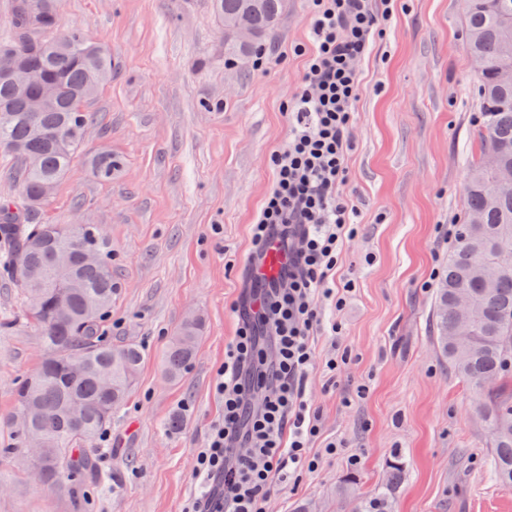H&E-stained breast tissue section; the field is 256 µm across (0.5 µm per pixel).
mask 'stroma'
Wrapping results in <instances>:
<instances>
[{"mask_svg":"<svg viewBox=\"0 0 512 512\" xmlns=\"http://www.w3.org/2000/svg\"><path fill=\"white\" fill-rule=\"evenodd\" d=\"M74 28L107 49L112 77L85 104L83 149L35 219L103 231L116 292L102 332L140 345L145 360L103 433L102 486L44 483L20 446L15 401L42 339L18 288L0 276V512H183L204 491L197 450L224 416L214 384L239 304L261 288L249 266L251 226L274 181L271 157L288 143L311 4L285 0L275 37L258 46L260 67L225 59L212 0H63L57 30ZM464 44L465 0H396L357 64L343 189L356 233L336 274L354 287L342 305L320 303L339 334L315 336L305 386L320 424L318 467L277 483L268 512H293L301 501L356 512L397 449L407 470L394 512H512V486L490 471L491 433L431 323L479 153L483 112ZM106 151L117 166L102 181L88 160ZM193 315L204 327L173 384L162 352ZM340 349L346 362L325 371ZM174 415L182 427L167 430ZM331 444L336 454H326Z\"/></svg>","mask_w":512,"mask_h":512,"instance_id":"stroma-1","label":"stroma"}]
</instances>
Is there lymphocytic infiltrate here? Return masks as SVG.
<instances>
[{"label":"lymphocytic infiltrate","mask_w":512,"mask_h":512,"mask_svg":"<svg viewBox=\"0 0 512 512\" xmlns=\"http://www.w3.org/2000/svg\"><path fill=\"white\" fill-rule=\"evenodd\" d=\"M311 2L314 46L293 99L291 134L271 158L275 181L252 226L253 265L274 240L288 261L225 351L216 382L224 418L197 454L196 474L209 491L186 512H267L276 475L317 466L310 441L320 427L305 381L314 368L312 337L323 326L318 299H341L342 289L328 282L355 233L341 193L361 90L355 64L394 0Z\"/></svg>","instance_id":"1"}]
</instances>
